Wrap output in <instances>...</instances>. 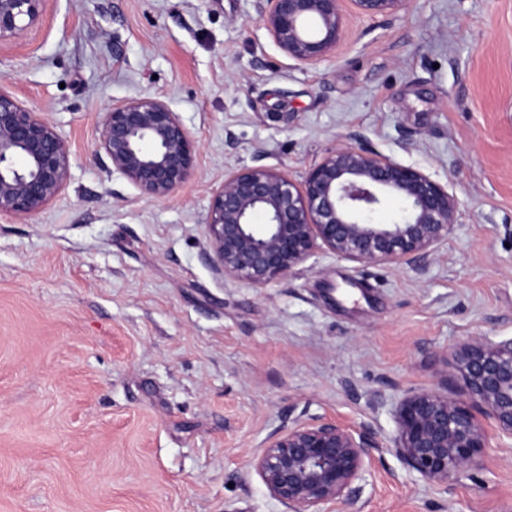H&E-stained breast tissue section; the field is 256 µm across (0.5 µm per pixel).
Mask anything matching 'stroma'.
I'll list each match as a JSON object with an SVG mask.
<instances>
[{
    "label": "stroma",
    "instance_id": "stroma-1",
    "mask_svg": "<svg viewBox=\"0 0 512 512\" xmlns=\"http://www.w3.org/2000/svg\"><path fill=\"white\" fill-rule=\"evenodd\" d=\"M344 21L345 49L317 65L273 44L258 0H47L0 43V89L71 156L56 199L0 218V512H286L249 463L315 417L381 445L362 512H512V441L481 404L483 466L448 491L393 448L397 400L460 396L458 342L512 336V0ZM144 96L199 146L163 199L97 150L105 112ZM353 141L455 196L428 261L319 250L254 288L206 260L225 171L299 182Z\"/></svg>",
    "mask_w": 512,
    "mask_h": 512
}]
</instances>
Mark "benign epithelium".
<instances>
[{"label": "benign epithelium", "mask_w": 512, "mask_h": 512, "mask_svg": "<svg viewBox=\"0 0 512 512\" xmlns=\"http://www.w3.org/2000/svg\"><path fill=\"white\" fill-rule=\"evenodd\" d=\"M366 17L405 10L413 0H260L274 45L289 58L316 65L346 44L344 4ZM47 0H0V42L18 40L41 21ZM153 150L142 149L144 141ZM99 148L142 194L165 198L193 175L197 141L168 104L128 100L105 113ZM70 152L40 113L0 89V217L39 213L65 188ZM403 199L400 221L375 224L386 198ZM457 200L420 169L361 145L329 151L296 184L264 164L224 173L206 224L208 260L224 278L254 288L292 274L315 251L361 264L414 265L448 238ZM266 216L264 227L252 222ZM468 399L415 392L396 406L394 448L428 485L448 490L460 474L483 465L488 438L469 401L483 404L512 439V337L470 338L453 350ZM379 448L374 437L332 421H296L266 441L251 467L287 512H330L357 503Z\"/></svg>", "instance_id": "benign-epithelium-1"}]
</instances>
